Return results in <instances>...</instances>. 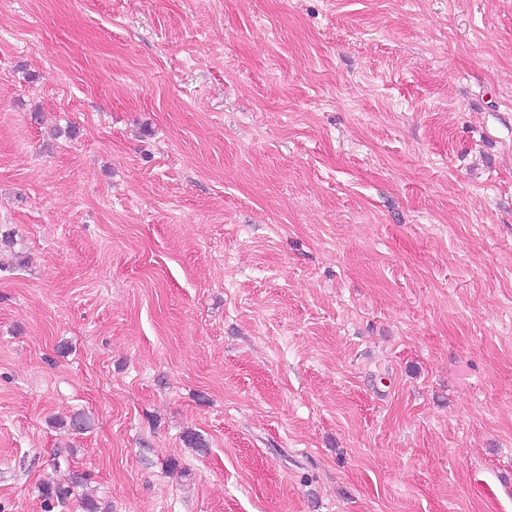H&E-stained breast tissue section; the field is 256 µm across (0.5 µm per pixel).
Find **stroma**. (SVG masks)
Wrapping results in <instances>:
<instances>
[{
	"label": "stroma",
	"instance_id": "obj_1",
	"mask_svg": "<svg viewBox=\"0 0 512 512\" xmlns=\"http://www.w3.org/2000/svg\"><path fill=\"white\" fill-rule=\"evenodd\" d=\"M75 475L512 512V0H0V512Z\"/></svg>",
	"mask_w": 512,
	"mask_h": 512
}]
</instances>
